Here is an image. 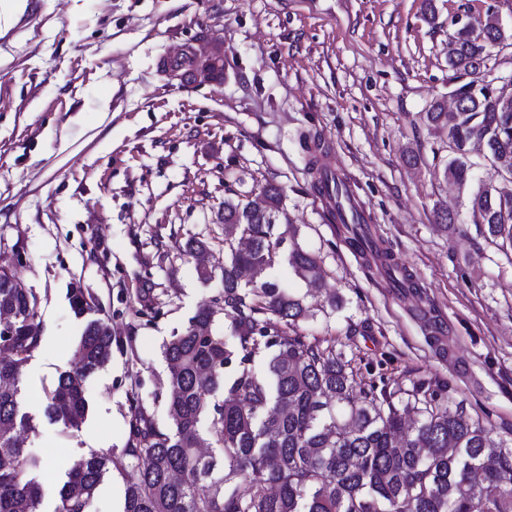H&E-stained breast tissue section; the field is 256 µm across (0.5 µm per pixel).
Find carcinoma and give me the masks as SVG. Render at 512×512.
<instances>
[{"instance_id":"obj_1","label":"carcinoma","mask_w":512,"mask_h":512,"mask_svg":"<svg viewBox=\"0 0 512 512\" xmlns=\"http://www.w3.org/2000/svg\"><path fill=\"white\" fill-rule=\"evenodd\" d=\"M501 40L494 16L480 32L460 29L448 65L471 76L454 90L459 105L438 102L430 126L448 131L455 156L443 168L464 188L470 146L512 185V98L474 93L487 46ZM337 199L345 181H314ZM254 209L224 201V314L231 338L216 328L211 306L164 347L172 429H158L135 408L126 448L118 456L77 459L58 491L56 512H89L105 474L126 476L123 512H512V449L495 443L462 407H450L420 379L412 389L366 384L333 339L311 340L299 323L315 316L305 297L269 279L279 249L290 241L288 265L308 282L321 279L318 256L297 240L291 224L275 232L282 197L264 188ZM473 223L490 242L512 248V191L482 184L469 200ZM75 314L94 310L82 291L70 297ZM39 296L0 265V310L13 313L16 334L0 349V512H39L45 491L29 478L40 460L24 449L31 428L19 376L40 343ZM271 352L258 372L254 358ZM79 368L59 374L46 393L45 416L79 429L88 413L85 380L112 358V330L88 320L76 346ZM239 358L227 379L224 368ZM407 399H402V395ZM416 419L407 423L409 409Z\"/></svg>"}]
</instances>
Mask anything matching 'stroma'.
<instances>
[{
    "mask_svg": "<svg viewBox=\"0 0 512 512\" xmlns=\"http://www.w3.org/2000/svg\"><path fill=\"white\" fill-rule=\"evenodd\" d=\"M491 13L505 36L480 76L506 87L512 0H27L0 20V262L42 299L20 376L40 512L74 460L125 448L132 399L171 429L164 346L206 305L228 329L224 201L262 204L267 185L321 262L315 291L287 263L269 272L317 310L304 333L335 337L364 382L447 384L512 447V251L478 232L468 190L442 177L448 137L424 121L466 81L448 65L455 18ZM203 34L224 46L222 82L169 81L164 61ZM320 150L370 217L369 249L310 187ZM76 288L113 344L72 430L42 407L78 366Z\"/></svg>",
    "mask_w": 512,
    "mask_h": 512,
    "instance_id": "obj_1",
    "label": "stroma"
}]
</instances>
